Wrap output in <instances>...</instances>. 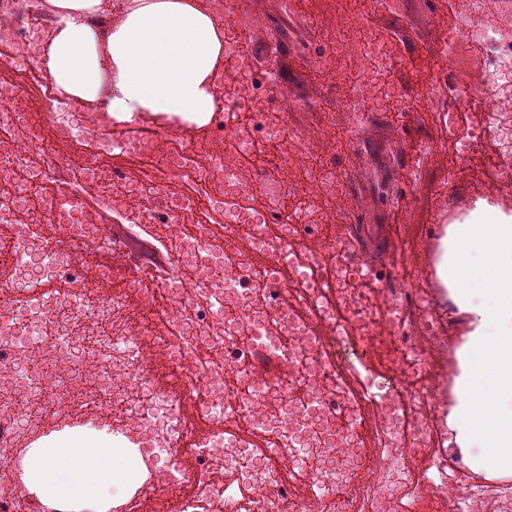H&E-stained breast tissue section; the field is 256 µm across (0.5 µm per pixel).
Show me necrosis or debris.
<instances>
[{
	"mask_svg": "<svg viewBox=\"0 0 512 512\" xmlns=\"http://www.w3.org/2000/svg\"><path fill=\"white\" fill-rule=\"evenodd\" d=\"M467 39L438 31L421 100L455 131L479 114L461 176L512 208V0H465ZM224 28L217 106L203 135L183 123L108 134L94 106L74 114L51 79H0V255L25 298L0 299V483L18 480L29 431L53 401L112 407V445L132 442L142 477L116 512L174 500L178 512H336L334 488L362 480L371 512L432 496L452 512H512V485L466 480L445 447L437 382L452 320L438 311L425 260L371 275L347 232L356 190L341 132L366 125L375 100L404 109L379 45L378 0L317 19L279 0L260 19L251 0H201ZM286 37L340 100L308 102L281 73L244 53L240 29ZM49 13L0 0V50L36 60ZM456 110H448V101ZM316 110L314 121L296 118ZM491 156H483L485 140ZM89 142L72 159L62 145ZM494 167L493 184L485 169ZM48 225L77 247L42 246ZM111 264L92 263L100 250ZM80 270L71 287L60 274ZM373 452H366V445Z\"/></svg>",
	"mask_w": 512,
	"mask_h": 512,
	"instance_id": "4bbe7bcc",
	"label": "necrosis or debris"
}]
</instances>
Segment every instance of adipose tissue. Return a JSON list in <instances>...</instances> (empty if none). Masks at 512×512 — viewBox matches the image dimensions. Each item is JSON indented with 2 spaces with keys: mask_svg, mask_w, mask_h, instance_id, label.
Masks as SVG:
<instances>
[{
  "mask_svg": "<svg viewBox=\"0 0 512 512\" xmlns=\"http://www.w3.org/2000/svg\"><path fill=\"white\" fill-rule=\"evenodd\" d=\"M55 23L41 62L72 103L104 107L129 122L144 112L205 124L216 107L214 71L224 31L200 0H128L115 26L95 19L112 0H47ZM436 274L468 318L465 351L447 426L473 467H512V217L478 203L472 219L446 227ZM107 436L61 434L31 449L27 491L58 512H107L137 469Z\"/></svg>",
  "mask_w": 512,
  "mask_h": 512,
  "instance_id": "1",
  "label": "adipose tissue"
}]
</instances>
